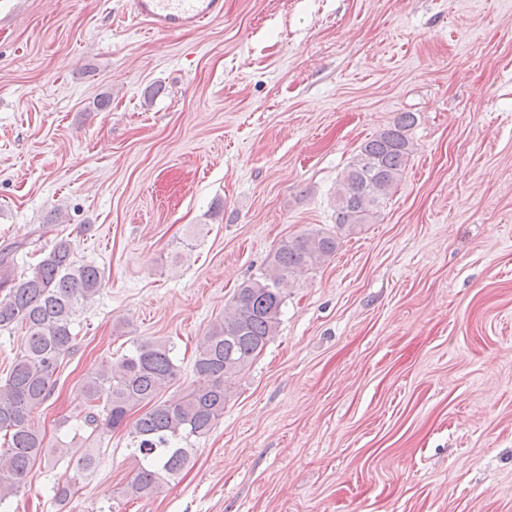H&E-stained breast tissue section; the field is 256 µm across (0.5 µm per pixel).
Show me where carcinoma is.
<instances>
[{
	"instance_id": "cac0c4a2",
	"label": "carcinoma",
	"mask_w": 512,
	"mask_h": 512,
	"mask_svg": "<svg viewBox=\"0 0 512 512\" xmlns=\"http://www.w3.org/2000/svg\"><path fill=\"white\" fill-rule=\"evenodd\" d=\"M415 123L413 113L402 112L393 125L360 145L337 183L336 231L311 230L282 240L266 268L239 285L224 316L209 325L197 346L194 380L180 398H163L180 371L175 343L169 340L138 342L82 381L79 393L91 433L130 427L138 468L125 495L155 496L190 465L192 449L179 443L206 436L224 416L233 381L278 332L287 279L321 267L336 253L339 234H351L377 218L406 169ZM14 256L11 250L0 252V330L24 331V344L0 380V512H8L10 498L36 462L54 459L30 417L51 396L55 376L75 347L76 316L102 284L98 267L76 263L67 239L22 270ZM98 463L93 449L79 462V476L91 477Z\"/></svg>"
}]
</instances>
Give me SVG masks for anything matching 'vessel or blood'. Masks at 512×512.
<instances>
[{"label":"vessel or blood","mask_w":512,"mask_h":512,"mask_svg":"<svg viewBox=\"0 0 512 512\" xmlns=\"http://www.w3.org/2000/svg\"><path fill=\"white\" fill-rule=\"evenodd\" d=\"M134 18L162 34L198 28L224 14V0H131Z\"/></svg>","instance_id":"1"}]
</instances>
